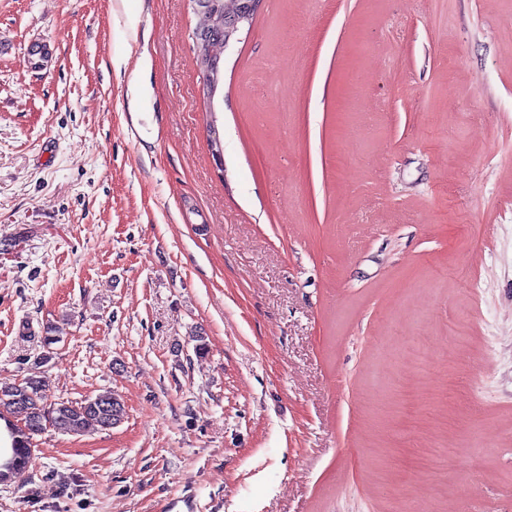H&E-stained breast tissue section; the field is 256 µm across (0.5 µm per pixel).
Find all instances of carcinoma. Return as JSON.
Listing matches in <instances>:
<instances>
[{
	"label": "carcinoma",
	"mask_w": 512,
	"mask_h": 512,
	"mask_svg": "<svg viewBox=\"0 0 512 512\" xmlns=\"http://www.w3.org/2000/svg\"><path fill=\"white\" fill-rule=\"evenodd\" d=\"M56 327H44L42 347L44 352L33 362V372L19 383L0 386V407L17 408L25 412L23 426L10 425L5 429L12 439L10 451L0 453V470L10 466L15 458L28 463L34 437L51 427L67 435H84L112 428L125 416L121 398L110 393L88 397L80 402L59 401L48 404L42 396L44 384L40 368L51 359L53 345L59 342Z\"/></svg>",
	"instance_id": "obj_1"
}]
</instances>
